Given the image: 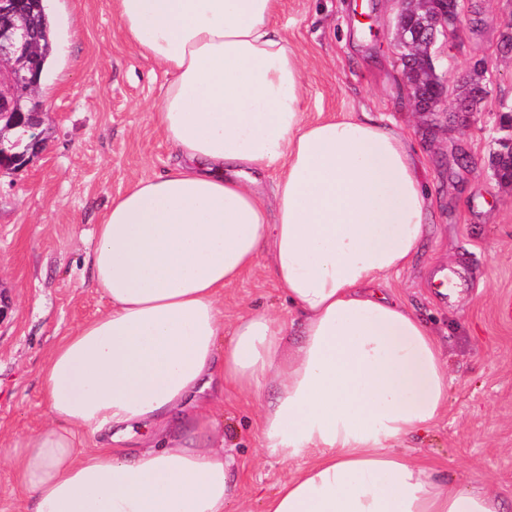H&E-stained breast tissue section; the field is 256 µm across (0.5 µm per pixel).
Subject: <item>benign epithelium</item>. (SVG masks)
<instances>
[{
  "mask_svg": "<svg viewBox=\"0 0 512 512\" xmlns=\"http://www.w3.org/2000/svg\"><path fill=\"white\" fill-rule=\"evenodd\" d=\"M430 0H400L395 41L412 49L420 67L433 64L432 47L437 38L451 39L461 25L460 0H441L438 11L429 9ZM37 0H0V172L13 170L38 155L46 144V104L41 86L38 40L28 17ZM481 67H472L457 86L456 112L465 117L477 112L488 95L476 96L482 87ZM23 128V136L12 140L10 133ZM497 139L502 149L491 156L493 176L503 187L512 186V118L500 126Z\"/></svg>",
  "mask_w": 512,
  "mask_h": 512,
  "instance_id": "7a95c632",
  "label": "benign epithelium"
}]
</instances>
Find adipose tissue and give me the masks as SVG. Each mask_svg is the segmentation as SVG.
<instances>
[{
    "instance_id": "adipose-tissue-1",
    "label": "adipose tissue",
    "mask_w": 512,
    "mask_h": 512,
    "mask_svg": "<svg viewBox=\"0 0 512 512\" xmlns=\"http://www.w3.org/2000/svg\"><path fill=\"white\" fill-rule=\"evenodd\" d=\"M281 5L112 0L167 78L152 117L179 161L96 227L85 262L107 306L51 348L47 419L9 457L31 512H224L228 389L256 398L261 452L288 466L264 512H507L400 451L448 410L449 360L388 286L425 187L401 132L307 117ZM261 265L287 314L225 321V287Z\"/></svg>"
}]
</instances>
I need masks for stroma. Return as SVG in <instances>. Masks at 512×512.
<instances>
[{
  "label": "stroma",
  "instance_id": "35a3bbf8",
  "mask_svg": "<svg viewBox=\"0 0 512 512\" xmlns=\"http://www.w3.org/2000/svg\"><path fill=\"white\" fill-rule=\"evenodd\" d=\"M55 65L40 88L50 111L48 146L0 176V512L28 504L8 474L7 455L45 419L40 378L57 339L104 309L84 262L105 206L129 184L175 165L151 112L165 81L124 39L110 0H52ZM397 0H284L278 25L304 67L309 118L368 114L418 150L430 218L412 264L389 286L439 333L450 354L448 412L408 442V456L460 485L485 483L512 503V188L490 170L500 115L512 110V0H465L459 34L438 43L448 87L481 64L488 102L460 122L415 111L394 42ZM465 272V298L449 303L434 278ZM285 312L264 268L224 289V318L245 309ZM258 402L225 393L226 447L240 466L239 499L252 512L287 473L262 456Z\"/></svg>",
  "mask_w": 512,
  "mask_h": 512
}]
</instances>
